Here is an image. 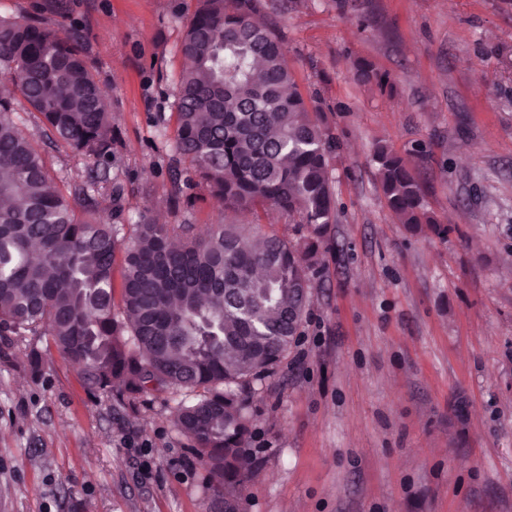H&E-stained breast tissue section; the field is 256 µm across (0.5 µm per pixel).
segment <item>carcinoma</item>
Instances as JSON below:
<instances>
[{
    "instance_id": "cac0c4a2",
    "label": "carcinoma",
    "mask_w": 512,
    "mask_h": 512,
    "mask_svg": "<svg viewBox=\"0 0 512 512\" xmlns=\"http://www.w3.org/2000/svg\"><path fill=\"white\" fill-rule=\"evenodd\" d=\"M259 0H200L181 42L191 62L175 87L177 139L168 199L194 205L204 184L224 207L257 214L273 206L299 224L292 243L261 246L247 224H213L196 237L186 224L142 219L129 238L99 222L123 212L112 186V124L100 106L87 47L73 30L0 18V70L47 139L87 160L85 176L58 184L38 147L0 98V336L45 331L93 390L135 396L151 377L161 390L201 389L175 426L206 471L214 512L238 506L250 460L245 413L264 380L301 335L311 276L336 197L328 174L336 139L312 115L278 32L258 27ZM354 79L383 90L389 80L366 60ZM389 208L412 234L440 236L423 183L380 142L372 147ZM124 253L121 304L113 266Z\"/></svg>"
}]
</instances>
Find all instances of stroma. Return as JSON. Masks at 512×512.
I'll list each match as a JSON object with an SVG mask.
<instances>
[{"instance_id": "obj_1", "label": "stroma", "mask_w": 512, "mask_h": 512, "mask_svg": "<svg viewBox=\"0 0 512 512\" xmlns=\"http://www.w3.org/2000/svg\"><path fill=\"white\" fill-rule=\"evenodd\" d=\"M198 2L0 0V17L85 39L109 99L123 235L146 217L296 240L286 214L234 213L202 186L191 209L168 201L180 42ZM260 2L337 138V213L302 334L250 400L242 512H512V0ZM360 58L393 92L354 80ZM23 119L50 172L81 179L85 159ZM376 141L411 163L425 150L445 237L399 223ZM197 398L95 392L47 334L0 340V512H209L174 425Z\"/></svg>"}]
</instances>
